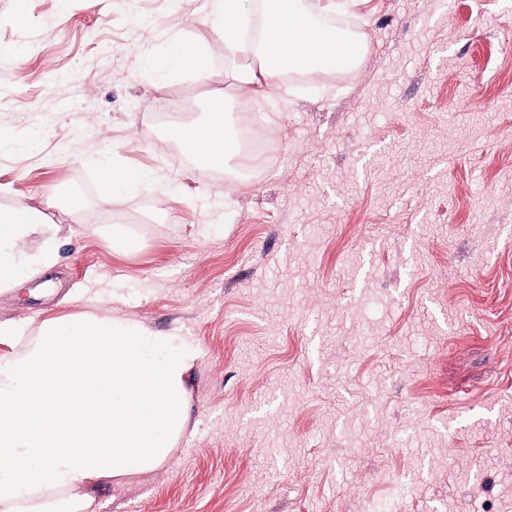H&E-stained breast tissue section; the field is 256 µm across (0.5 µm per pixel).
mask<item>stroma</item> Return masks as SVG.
Here are the masks:
<instances>
[{
	"label": "stroma",
	"mask_w": 512,
	"mask_h": 512,
	"mask_svg": "<svg viewBox=\"0 0 512 512\" xmlns=\"http://www.w3.org/2000/svg\"><path fill=\"white\" fill-rule=\"evenodd\" d=\"M59 2L0 0V208L84 201L52 212L53 289L0 318L98 308L199 353L168 462L96 487L98 512H512V0H339L359 66L266 100L207 0ZM180 40L209 79L148 65ZM216 90L228 130L246 106L278 144L238 186L159 120ZM113 164L157 182L105 193Z\"/></svg>",
	"instance_id": "stroma-1"
}]
</instances>
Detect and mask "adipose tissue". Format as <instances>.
<instances>
[{
  "label": "adipose tissue",
  "instance_id": "1",
  "mask_svg": "<svg viewBox=\"0 0 512 512\" xmlns=\"http://www.w3.org/2000/svg\"><path fill=\"white\" fill-rule=\"evenodd\" d=\"M239 87L271 97L275 77L343 66L340 31L313 21L300 0H210ZM257 63L236 67L239 55ZM169 74L210 76L206 54L180 41L157 62ZM199 163L223 167L237 147L223 96L202 121L177 125ZM62 225L19 200L0 210V288L37 278L60 260ZM0 512H94L93 487L148 473L168 460L189 416L187 380L198 358L189 337L159 336L108 313L0 321Z\"/></svg>",
  "mask_w": 512,
  "mask_h": 512
}]
</instances>
